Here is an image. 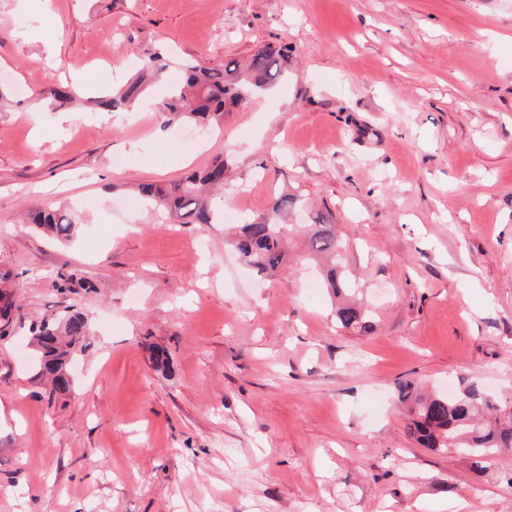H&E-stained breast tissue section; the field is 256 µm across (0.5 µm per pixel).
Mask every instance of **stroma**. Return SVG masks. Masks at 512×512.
<instances>
[{"instance_id": "stroma-1", "label": "stroma", "mask_w": 512, "mask_h": 512, "mask_svg": "<svg viewBox=\"0 0 512 512\" xmlns=\"http://www.w3.org/2000/svg\"><path fill=\"white\" fill-rule=\"evenodd\" d=\"M288 69L203 142L82 108L144 53ZM0 512H512V451L482 469L406 433L397 383L479 379L512 400V0H0ZM127 165H115L117 157ZM248 220L284 191L329 213L371 330L336 322L305 243L261 278L228 227L157 223L136 185L215 159ZM68 206L67 243L26 222ZM73 278L60 292V274ZM93 325L50 394L27 323ZM168 354L165 369L150 359Z\"/></svg>"}]
</instances>
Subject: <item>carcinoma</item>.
Listing matches in <instances>:
<instances>
[{
    "label": "carcinoma",
    "instance_id": "obj_1",
    "mask_svg": "<svg viewBox=\"0 0 512 512\" xmlns=\"http://www.w3.org/2000/svg\"><path fill=\"white\" fill-rule=\"evenodd\" d=\"M287 64L288 55L271 48L259 50L244 66L236 61L219 66L198 61L183 64L182 80L170 87L168 95L158 103L164 128L174 129L193 121L214 131L221 129L227 112L253 91L275 82ZM168 67L162 54L148 55L141 60L140 75L120 91H109L100 97L98 106L107 112L127 111L142 100L148 83L163 78ZM47 99L49 107L56 110L71 105L76 94L67 87H52ZM224 173V160L220 159L170 186L143 185L140 193L155 210L174 219L204 226L219 224L224 216L208 204L206 193L224 188ZM301 205L299 195L284 193L274 199L266 214L230 228V242L256 275L266 277L282 266L286 237L292 231L283 219ZM30 219L35 227L59 241L71 240L76 232L71 213L59 206L38 207L32 210ZM299 229L307 237L308 252L330 262L324 282L338 299L336 321L345 329L368 332L370 321L348 300L351 282L343 264L347 243L337 233L336 225L318 213ZM15 309L21 310V305L16 303L14 294L0 290V317L9 318ZM28 331L39 347L42 372L52 376L51 392L68 389L70 348L85 350L84 341L93 334L88 318L74 311L60 321L33 322ZM396 398L410 415L407 433L425 448H456L470 456L477 468L486 458L512 449V404L492 398L476 381L448 396H423L413 382H400Z\"/></svg>",
    "mask_w": 512,
    "mask_h": 512
}]
</instances>
